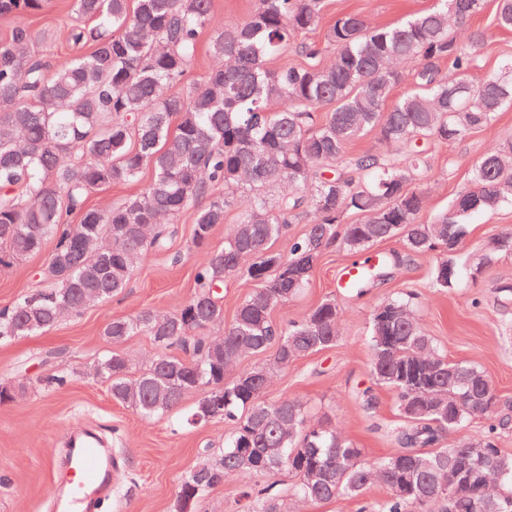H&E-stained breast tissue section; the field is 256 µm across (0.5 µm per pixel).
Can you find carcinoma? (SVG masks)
Returning <instances> with one entry per match:
<instances>
[{
	"instance_id": "obj_1",
	"label": "carcinoma",
	"mask_w": 512,
	"mask_h": 512,
	"mask_svg": "<svg viewBox=\"0 0 512 512\" xmlns=\"http://www.w3.org/2000/svg\"><path fill=\"white\" fill-rule=\"evenodd\" d=\"M45 5L0 0V16L22 18ZM483 5L438 0L375 29L344 14L324 41L299 45L305 64L276 70L269 59L318 22L323 0H257L247 20L224 25L212 0H72L74 53L63 62L48 64L23 23L0 42V253L22 258L55 241L40 287L0 312L1 339L46 332L64 315L120 293L147 251L166 249L176 235L157 223L162 214L175 221L192 211L193 245L208 247L213 227L248 187L238 223L224 246L209 250L196 291L172 315L179 326L144 309L103 330L113 343L143 334L161 351H183L154 358L136 375L123 354L107 351L97 371L114 401L151 418L204 387L191 422L234 425L224 448L180 483L174 504L183 499L198 512L202 498L228 481L288 471L297 477L288 495L308 505L355 498L377 480L388 490L378 512H512V455L497 448L500 423L469 405L484 371L441 354L406 298L374 310L369 334L371 376L395 394L401 418L395 453L366 464L362 449L336 428L310 422L299 401L262 399L274 371L339 340L333 299L279 327L270 320L307 284L325 248L358 253L398 237L410 253L434 254L433 286L452 288L464 267L448 239L463 244L473 215L512 203L506 141L477 162L473 187L449 210L420 222L426 144L459 140L512 105V61L474 84L468 73L484 34L462 39L452 31ZM496 25L512 30V0H499ZM206 32L216 66L162 93L184 81ZM328 54L333 60L322 63ZM444 62L446 73L438 68ZM404 82L407 90L395 95ZM368 132L403 152L348 155ZM148 166L153 176L139 193L106 212L88 204L92 191L136 183ZM306 211L313 220L304 236L286 253L274 249ZM347 211L358 222L341 223ZM399 260L379 253L349 291L362 293ZM235 276L258 288L238 306L219 351L205 339L224 322L213 288ZM273 344L270 363L249 370L264 381L226 380L239 358ZM479 415L490 419L486 432L447 442ZM477 446L489 449L479 467L469 456ZM245 454L252 465L243 464ZM239 497L248 512H284L272 486L243 484Z\"/></svg>"
}]
</instances>
